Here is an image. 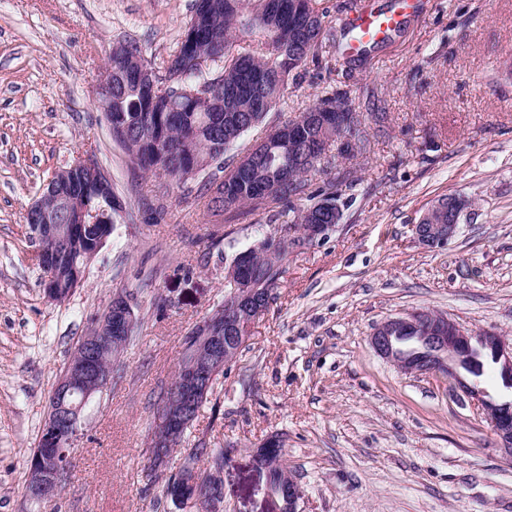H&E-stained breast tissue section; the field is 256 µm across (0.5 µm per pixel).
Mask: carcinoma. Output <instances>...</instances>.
Listing matches in <instances>:
<instances>
[{
  "instance_id": "cac0c4a2",
  "label": "carcinoma",
  "mask_w": 512,
  "mask_h": 512,
  "mask_svg": "<svg viewBox=\"0 0 512 512\" xmlns=\"http://www.w3.org/2000/svg\"><path fill=\"white\" fill-rule=\"evenodd\" d=\"M305 0L303 11L293 0H278L274 29L268 28L265 0H195L178 49L167 61L162 78L149 72L154 64L142 48L126 41L112 49V111L104 113L112 140L141 171L181 184L192 168L203 170L201 189L213 181L204 169L215 163L224 175L220 196L209 199L211 211L229 212L241 206L255 209L272 203L278 211L271 222L288 223L297 215L300 224L312 221L315 203H326L324 213L335 217L342 181L326 179L316 186L307 175L326 157L324 145L350 136L356 157L367 148V134L346 93L328 92L288 122L291 132L270 138L264 156L249 163L227 161L225 155L258 121L284 101L289 77L295 78L310 62H319L328 40L326 12ZM248 35L263 46L258 55L236 50L237 38ZM295 42L296 62L288 64V43ZM202 59L219 69V81L204 76L193 61ZM309 205L297 209V202ZM247 273L255 283L279 280L263 249L247 255ZM494 364L488 351L475 349L462 367L481 377Z\"/></svg>"
}]
</instances>
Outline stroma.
<instances>
[{"label": "stroma", "mask_w": 512, "mask_h": 512, "mask_svg": "<svg viewBox=\"0 0 512 512\" xmlns=\"http://www.w3.org/2000/svg\"><path fill=\"white\" fill-rule=\"evenodd\" d=\"M193 0H0V512H205L175 507L148 468L155 403L188 332L224 296V268L273 232L269 211L215 216L198 181L157 198L116 144L95 87L113 45L165 59ZM512 0H419L363 62L330 48L289 81L265 126L346 91L370 158L343 220L283 260L276 298L200 410L192 435L224 451V512H276L253 465L284 442L300 512H512V461L477 404L445 380L380 357V323L435 310L512 337ZM89 153L123 210L71 297L46 299L27 207L54 170ZM468 199L456 236L420 244L437 198ZM155 200L145 212L142 199ZM135 297V332L111 385L89 400L60 496L33 502L28 463L75 345L112 297Z\"/></svg>", "instance_id": "obj_1"}]
</instances>
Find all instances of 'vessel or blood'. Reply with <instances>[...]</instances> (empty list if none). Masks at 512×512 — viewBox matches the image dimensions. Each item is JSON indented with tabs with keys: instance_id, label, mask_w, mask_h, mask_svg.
<instances>
[{
	"instance_id": "vessel-or-blood-1",
	"label": "vessel or blood",
	"mask_w": 512,
	"mask_h": 512,
	"mask_svg": "<svg viewBox=\"0 0 512 512\" xmlns=\"http://www.w3.org/2000/svg\"><path fill=\"white\" fill-rule=\"evenodd\" d=\"M414 5L415 0H392L389 7L381 8L377 0H360L345 20L349 36L342 45L343 52L356 55L380 44L413 13Z\"/></svg>"
}]
</instances>
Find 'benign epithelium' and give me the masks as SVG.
Returning a JSON list of instances; mask_svg holds the SVG:
<instances>
[{
	"label": "benign epithelium",
	"instance_id": "1",
	"mask_svg": "<svg viewBox=\"0 0 512 512\" xmlns=\"http://www.w3.org/2000/svg\"><path fill=\"white\" fill-rule=\"evenodd\" d=\"M96 99L105 108L112 106V78L103 75L96 85ZM68 203L70 223L67 228L58 223L53 203ZM112 180L90 155L81 158L78 165L54 171L43 187V193L26 210L38 225L37 236L46 242L40 258L47 269L44 295L58 303L71 296L82 279V269L96 257L112 233ZM454 216L448 224H416L418 241L429 247L448 243L458 228L461 211L454 204ZM101 224L103 235L93 244L85 240L77 229L79 224ZM335 224H288L275 235L265 237L267 257L279 266L283 257L313 242L327 237ZM224 277L236 284L234 313L210 315L189 333L185 355L180 360L173 381L158 399L150 438V461L158 468L182 475L193 488V498L204 501L213 512L223 507L222 485L216 482L200 485L196 477L200 448H181V459L171 467L173 448L177 447L182 430L198 415L200 400L207 393L223 369L234 362L239 350L249 339L255 322L268 309L263 298L272 294L271 288H257L242 277L237 266L231 264ZM410 325L421 333L418 340L423 351L405 359L396 357V329ZM135 314L131 301L124 295L112 298L97 317V324L71 353L69 361L53 393L52 408L47 417L44 448L35 452L29 464V496L37 501L56 498L64 476L72 464V453L79 438L80 414L84 405L96 393L105 390L112 380V366L97 358L96 350L116 338L131 334ZM370 343L380 356L395 362L406 373L432 375L453 382L462 394L478 403L496 434L500 448L512 458V415L494 409L486 399L476 378H465L460 366L470 350L476 346L492 351L498 371L504 382L512 385V339L495 332L468 334L443 313L434 312L424 317L416 311L388 319L372 332ZM280 440L271 438L253 454L255 467L271 476L270 468L282 463ZM271 492L280 500L279 512H298L300 492L293 479L286 484H270Z\"/></svg>",
	"mask_w": 512,
	"mask_h": 512
}]
</instances>
